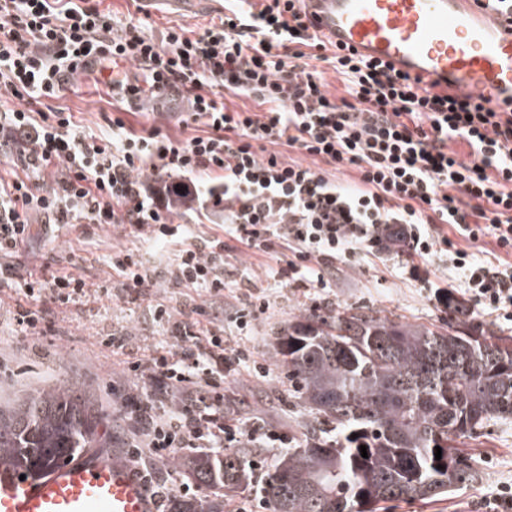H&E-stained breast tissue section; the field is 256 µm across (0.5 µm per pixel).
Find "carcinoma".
Here are the masks:
<instances>
[{
  "mask_svg": "<svg viewBox=\"0 0 512 512\" xmlns=\"http://www.w3.org/2000/svg\"><path fill=\"white\" fill-rule=\"evenodd\" d=\"M276 355L288 370V400L307 406L313 421L292 430L262 476L257 448L173 456L172 466L214 493L204 504L176 500L171 512H224V494L256 483L269 512H390L434 501L476 479L464 440L512 419V337L481 323L428 327L338 307L288 323ZM103 425L80 386L29 394L0 410V464L40 477L101 447Z\"/></svg>",
  "mask_w": 512,
  "mask_h": 512,
  "instance_id": "cac0c4a2",
  "label": "carcinoma"
}]
</instances>
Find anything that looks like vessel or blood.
Segmentation results:
<instances>
[{"label": "vessel or blood", "mask_w": 512, "mask_h": 512, "mask_svg": "<svg viewBox=\"0 0 512 512\" xmlns=\"http://www.w3.org/2000/svg\"><path fill=\"white\" fill-rule=\"evenodd\" d=\"M337 44L452 94L503 110L512 100V15L488 0H304ZM0 512H156L145 484L102 450L20 479L0 466Z\"/></svg>", "instance_id": "obj_1"}]
</instances>
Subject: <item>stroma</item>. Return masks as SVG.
Instances as JSON below:
<instances>
[{
    "instance_id": "stroma-1",
    "label": "stroma",
    "mask_w": 512,
    "mask_h": 512,
    "mask_svg": "<svg viewBox=\"0 0 512 512\" xmlns=\"http://www.w3.org/2000/svg\"><path fill=\"white\" fill-rule=\"evenodd\" d=\"M101 7L111 12L118 25L136 10L147 12L148 32L156 37L173 25L197 30L224 15V0H143L138 7L131 0H102ZM104 80L97 72L80 76L79 93H66L59 101L97 134L110 131L104 116L112 106ZM131 244L123 229L110 226L63 225L50 233L36 230L27 252L15 259L22 273L39 272L43 263L55 260L61 270L83 277L88 285L107 286L110 293L85 304L58 308L54 334L36 342L22 337L14 321L13 302L0 303V405L14 403L45 385L85 384L107 418L106 444L123 461L136 438L128 400L138 387L123 356L101 346V337L125 333L134 347L162 348L170 345L174 325L193 327L202 322V310L218 312L226 353L242 351L248 356L224 379V412L229 422L251 421L285 436L304 419L303 409L289 405L285 398L286 369L275 351L276 338L289 322L312 310L325 312L340 305L366 307L408 323L440 326L447 322L448 310L438 297L439 289L459 296L464 286L463 276L443 254L432 258L430 278L425 282L407 273L404 250L383 248L350 264L337 262L326 273L327 287L315 288L275 284L265 275L266 257L248 252L238 254L236 280L223 296L160 284L149 297L132 304L124 297L122 279L110 266L113 250ZM253 295L264 296L268 310L252 319L248 329H239V315ZM160 301L169 308L168 320L155 318V305ZM464 448L479 472L477 482L436 501L399 503L395 512H482L479 502L483 497L498 486L512 484V420L490 425L484 437L466 441Z\"/></svg>"
}]
</instances>
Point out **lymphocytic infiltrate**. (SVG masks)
Wrapping results in <instances>:
<instances>
[{
  "instance_id": "f902f5d3",
  "label": "lymphocytic infiltrate",
  "mask_w": 512,
  "mask_h": 512,
  "mask_svg": "<svg viewBox=\"0 0 512 512\" xmlns=\"http://www.w3.org/2000/svg\"><path fill=\"white\" fill-rule=\"evenodd\" d=\"M302 2L232 0L220 22L197 32L171 26L157 39L147 19L114 26L94 0H0V89L20 102L0 109V155L22 169L0 179V257L26 249L35 215L47 229L112 225L179 244L166 274L140 251H113L112 269L133 303L161 279L223 295L224 261L240 249L269 256L265 274L274 282L321 287L323 268L397 240L418 258L412 277L423 274L420 259L447 251L470 298L512 311V266L478 261L470 250L488 239L512 254V111L422 87L335 47ZM314 50L326 52L344 97L328 93L310 63ZM127 62L139 75L120 72ZM98 66L114 70L116 105L184 99V124L203 125L202 134L183 140L156 125L134 129L119 116L109 119L110 134L78 130L55 101ZM229 95L249 99L254 111L231 109ZM458 141L470 160L449 151ZM290 151L319 159L321 168L284 160ZM347 167L357 183L336 181ZM178 210L200 223L222 221L223 238L193 242L187 225L174 221ZM9 283L27 336L52 330L50 306L86 295L85 281L72 274L21 278L11 263L0 266V287ZM103 344L128 355L127 370L142 384L130 404L147 443H131L129 457L165 503L170 488L141 466V450L161 459L178 448L220 456L237 442L224 423V370L233 361L223 337L202 340L189 329L147 360L128 337Z\"/></svg>"
}]
</instances>
